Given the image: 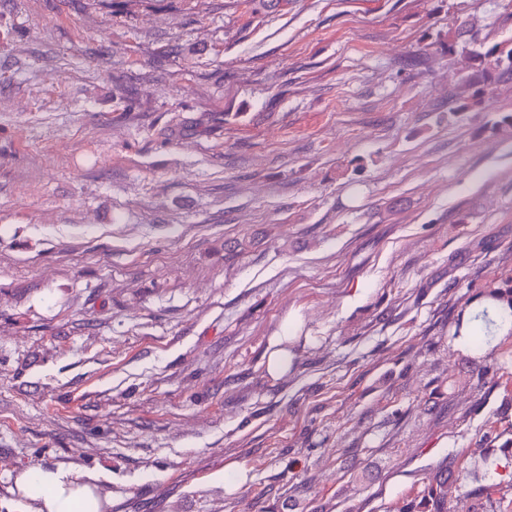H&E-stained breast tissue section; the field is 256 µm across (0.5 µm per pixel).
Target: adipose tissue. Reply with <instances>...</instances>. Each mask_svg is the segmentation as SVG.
Wrapping results in <instances>:
<instances>
[{"label": "adipose tissue", "mask_w": 512, "mask_h": 512, "mask_svg": "<svg viewBox=\"0 0 512 512\" xmlns=\"http://www.w3.org/2000/svg\"><path fill=\"white\" fill-rule=\"evenodd\" d=\"M39 476L42 482L40 492L28 495L31 512H75L77 501L97 503V487L83 479L82 475L55 468H39L35 472H23L16 477V491H23L32 476Z\"/></svg>", "instance_id": "obj_1"}]
</instances>
